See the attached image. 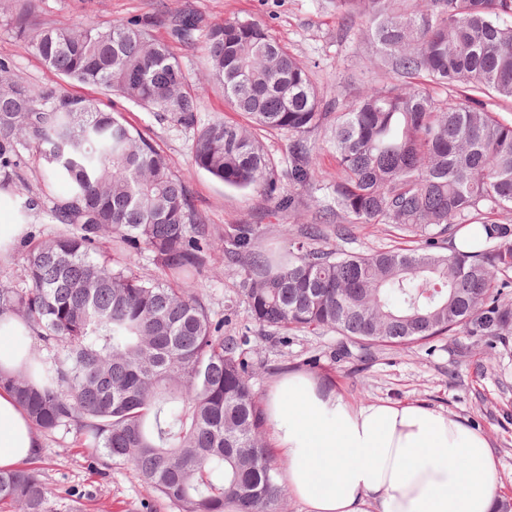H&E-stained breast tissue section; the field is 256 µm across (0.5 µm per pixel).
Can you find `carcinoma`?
Here are the masks:
<instances>
[{
	"instance_id": "1",
	"label": "carcinoma",
	"mask_w": 512,
	"mask_h": 512,
	"mask_svg": "<svg viewBox=\"0 0 512 512\" xmlns=\"http://www.w3.org/2000/svg\"><path fill=\"white\" fill-rule=\"evenodd\" d=\"M37 0H0L16 38L57 74L146 106L195 129L192 164L266 200L292 204L286 185L320 181L311 137L336 159L332 204L300 224L288 251L262 247L259 224L224 225V257L244 273L251 319L279 335L333 330L369 351L462 333L490 346L512 336V121L483 98L512 103V0H332L365 28L384 62L378 83L328 111L311 73L259 23L211 22L187 7L162 21L199 41L204 81L253 129L197 125L201 95L157 21L61 26ZM395 75L398 82L390 81ZM448 86L439 100L414 82ZM291 138L278 174L256 131ZM43 185L64 183L53 219L65 229L28 244L25 287L0 285V314L27 324L30 348L7 385L37 429L131 464L178 512H280L286 462L274 460L251 379V339L226 336L197 279L215 240L185 181L117 112L54 86L37 87L0 61V185L21 180L24 151ZM360 224H384L414 244L369 254L327 246ZM480 224L474 250L449 246ZM112 236L120 259L97 251ZM147 251L155 274L135 270ZM38 469H0V504L49 512Z\"/></svg>"
}]
</instances>
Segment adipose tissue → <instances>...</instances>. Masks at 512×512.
<instances>
[{
	"label": "adipose tissue",
	"mask_w": 512,
	"mask_h": 512,
	"mask_svg": "<svg viewBox=\"0 0 512 512\" xmlns=\"http://www.w3.org/2000/svg\"><path fill=\"white\" fill-rule=\"evenodd\" d=\"M284 482L304 512H498L487 438L421 404H354L312 375L290 373L265 401ZM39 433L0 388V469L32 458Z\"/></svg>",
	"instance_id": "obj_1"
}]
</instances>
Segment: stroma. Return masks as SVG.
<instances>
[{"label": "stroma", "mask_w": 512, "mask_h": 512, "mask_svg": "<svg viewBox=\"0 0 512 512\" xmlns=\"http://www.w3.org/2000/svg\"><path fill=\"white\" fill-rule=\"evenodd\" d=\"M188 6L211 21L236 17L264 24L311 71L324 101L352 100L360 88L378 78L376 58L362 27L338 17L329 0H40V17L58 24L90 17L106 25L142 15H170ZM154 34L171 42L166 27H157ZM171 44L190 83L203 90L199 123L221 119L248 124V116L225 103L221 89L205 86L199 46ZM0 59L9 62L14 74L30 84L97 98L108 110L122 113L185 180L198 210L216 235H223L228 224H258L264 229L265 249L282 252L288 247L287 228L311 223L317 211L331 202L325 185L336 176V160L327 149L316 151L321 187L292 188L296 209L290 212L253 190L225 185L194 167L189 157L193 129L174 125L160 113L63 79L48 69L16 39L10 20L4 17H0ZM25 157L21 183L7 189L10 204L21 210L30 234L56 233L60 226L52 220L51 210L67 187L59 183L43 188L37 153L29 150ZM32 195L40 204L37 209L25 210L24 203ZM404 244L391 227L377 224L354 228L338 246L363 254ZM241 280L240 267L225 264L224 251L219 248L198 280V291L213 319L223 320L225 334H249L257 349L254 360L260 366L252 379L259 396H266L282 375L299 370L320 376L356 404L391 401L438 409L487 436L497 464L499 493L512 501V342L497 346L489 354L473 345L469 337L443 336L404 349L380 346L372 349L367 359L356 351L342 357L338 351L345 340L331 330L297 332L284 343L264 337L249 318ZM40 441L34 464L51 491L50 512H177L168 501L147 492L132 465L101 463L92 449L74 446L72 435L63 431L41 434Z\"/></svg>", "instance_id": "stroma-1"}]
</instances>
